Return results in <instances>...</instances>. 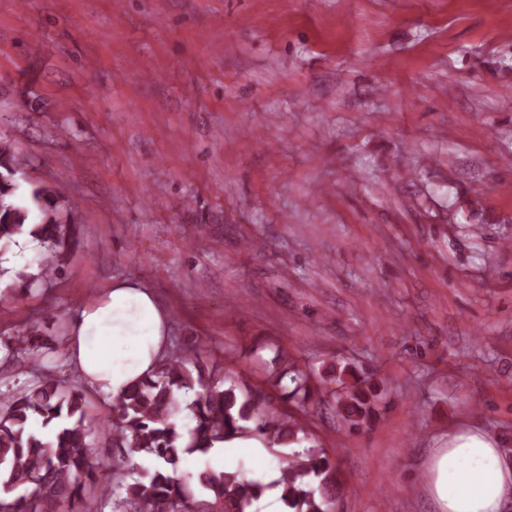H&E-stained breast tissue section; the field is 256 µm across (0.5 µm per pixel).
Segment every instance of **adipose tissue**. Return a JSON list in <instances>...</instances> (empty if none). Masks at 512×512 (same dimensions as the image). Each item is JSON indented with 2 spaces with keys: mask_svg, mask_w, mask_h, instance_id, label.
<instances>
[{
  "mask_svg": "<svg viewBox=\"0 0 512 512\" xmlns=\"http://www.w3.org/2000/svg\"><path fill=\"white\" fill-rule=\"evenodd\" d=\"M168 332V315L154 292L138 281L119 279L73 319L67 354L90 388L115 399L155 370ZM242 454L256 460L252 477L265 488L267 512H282L280 472L261 443L215 444L211 466L219 472L231 469ZM427 470L437 512H502L512 498V463L483 436L461 434L448 447L433 449Z\"/></svg>",
  "mask_w": 512,
  "mask_h": 512,
  "instance_id": "adipose-tissue-1",
  "label": "adipose tissue"
}]
</instances>
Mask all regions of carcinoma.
Masks as SVG:
<instances>
[{"mask_svg":"<svg viewBox=\"0 0 512 512\" xmlns=\"http://www.w3.org/2000/svg\"><path fill=\"white\" fill-rule=\"evenodd\" d=\"M22 165L16 149L0 142V241L28 231L55 249L49 279L80 240L81 225L62 222L59 187L41 183L30 195L40 217L17 196L15 176ZM6 362L31 361L42 347L40 329L27 323L22 334L4 342ZM263 386L242 388L230 370L201 357L173 352L149 376L112 400V419L98 423L119 455L100 460L90 441L89 400L77 383L43 376L0 400V503L8 512H58L60 503L81 497L99 485L112 512H255L263 487L236 471L187 472V455H206L217 442L234 438L262 441L279 461L284 512H336L341 484L325 449L294 450L304 429L288 414L270 410L264 387L279 390L300 409L332 403L338 420L350 430L372 423L383 386L361 364L336 363L324 376L293 356L274 350L258 358ZM196 390L186 406L192 421L184 442L177 420L181 394Z\"/></svg>","mask_w":512,"mask_h":512,"instance_id":"carcinoma-1","label":"carcinoma"}]
</instances>
